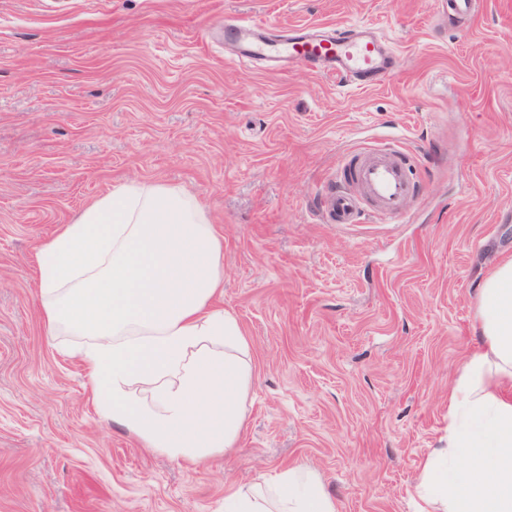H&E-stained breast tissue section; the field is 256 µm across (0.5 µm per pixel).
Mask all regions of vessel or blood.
<instances>
[{"instance_id": "vessel-or-blood-1", "label": "vessel or blood", "mask_w": 512, "mask_h": 512, "mask_svg": "<svg viewBox=\"0 0 512 512\" xmlns=\"http://www.w3.org/2000/svg\"><path fill=\"white\" fill-rule=\"evenodd\" d=\"M224 35L241 47V59L288 63L315 73H332L358 89H372L401 70V55L378 34L356 25L327 32L279 33L252 21L225 25ZM341 187L330 190L322 208L329 224H357L365 214L395 222L410 196L400 150L367 151L344 167Z\"/></svg>"}]
</instances>
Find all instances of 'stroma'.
Returning <instances> with one entry per match:
<instances>
[{
  "mask_svg": "<svg viewBox=\"0 0 512 512\" xmlns=\"http://www.w3.org/2000/svg\"><path fill=\"white\" fill-rule=\"evenodd\" d=\"M438 26L435 0H0V512H224L231 487L315 469L340 512H417L475 295L512 255V0ZM365 25L405 64L380 87L232 64L224 24ZM413 162L399 223L327 224L348 154ZM175 185L224 235L251 344L247 426L188 466L92 403L49 335L36 255L114 186Z\"/></svg>",
  "mask_w": 512,
  "mask_h": 512,
  "instance_id": "obj_1",
  "label": "stroma"
}]
</instances>
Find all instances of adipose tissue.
I'll return each mask as SVG.
<instances>
[{"instance_id": "1", "label": "adipose tissue", "mask_w": 512, "mask_h": 512, "mask_svg": "<svg viewBox=\"0 0 512 512\" xmlns=\"http://www.w3.org/2000/svg\"><path fill=\"white\" fill-rule=\"evenodd\" d=\"M39 303L85 335L76 355L104 420L196 464L234 448L254 371L238 319L217 306L224 239L198 200L124 183L45 240ZM478 343L448 389L447 437L421 464L420 512H512V257L483 278ZM224 512H338L318 472L292 465L233 487Z\"/></svg>"}]
</instances>
